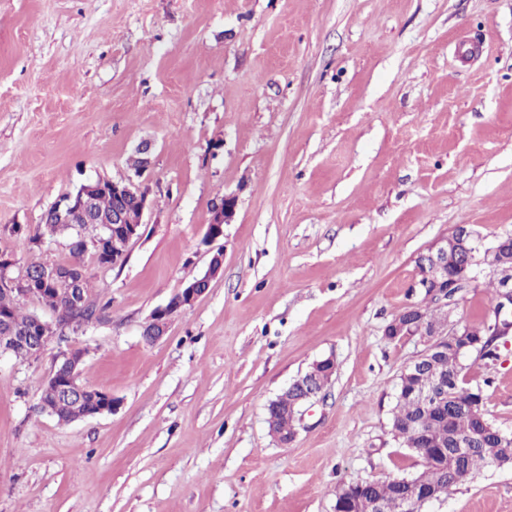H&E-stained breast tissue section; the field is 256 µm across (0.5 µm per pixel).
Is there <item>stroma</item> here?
Masks as SVG:
<instances>
[{"label": "stroma", "mask_w": 512, "mask_h": 512, "mask_svg": "<svg viewBox=\"0 0 512 512\" xmlns=\"http://www.w3.org/2000/svg\"><path fill=\"white\" fill-rule=\"evenodd\" d=\"M146 141L142 234L113 267L85 251L107 316L65 343L119 406L59 424L36 405L61 345L0 356V512H335L339 484L418 474L390 420L423 346L384 329L436 240L512 233V0H0L13 274L69 262L44 213L130 175ZM229 194L235 217L206 243ZM217 253L206 293L146 343ZM490 317L482 279L452 318ZM329 355L324 397L280 445L268 403ZM466 365L512 429V338L493 368ZM425 512H512V468ZM237 207L234 195H224L216 200L211 207V215L205 235L206 243H211L224 236V224H231ZM221 264V254H214L210 262L208 276L205 275L200 279L189 282L167 303V305L152 312L142 333L146 343L154 344L166 336L177 314L187 306H190L207 291L210 276L212 277L221 269Z\"/></svg>", "instance_id": "stroma-1"}]
</instances>
